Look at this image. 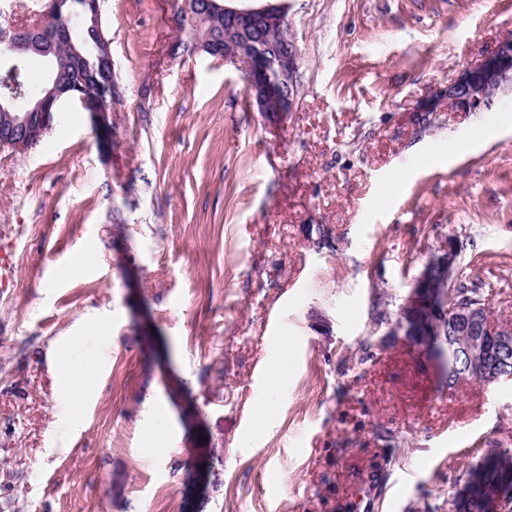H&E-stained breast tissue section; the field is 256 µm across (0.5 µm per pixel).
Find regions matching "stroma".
I'll list each match as a JSON object with an SVG mask.
<instances>
[{
  "mask_svg": "<svg viewBox=\"0 0 512 512\" xmlns=\"http://www.w3.org/2000/svg\"><path fill=\"white\" fill-rule=\"evenodd\" d=\"M177 2L104 0L105 123L67 105L27 154L0 147V512H452L469 468L512 450V378L442 386L377 315L450 240L454 282L512 328V92L444 104L512 0H288L282 116L222 60L174 53ZM66 336L71 361L105 357L71 430Z\"/></svg>",
  "mask_w": 512,
  "mask_h": 512,
  "instance_id": "35a3bbf8",
  "label": "stroma"
}]
</instances>
